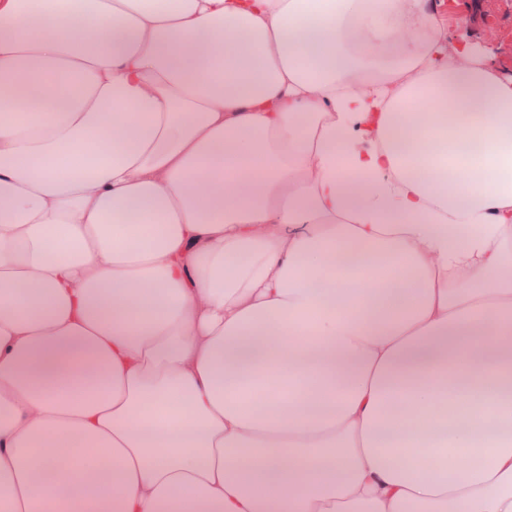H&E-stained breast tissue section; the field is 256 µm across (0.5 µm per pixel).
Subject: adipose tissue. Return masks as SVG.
I'll return each mask as SVG.
<instances>
[{"instance_id": "ef3b65f1", "label": "adipose tissue", "mask_w": 512, "mask_h": 512, "mask_svg": "<svg viewBox=\"0 0 512 512\" xmlns=\"http://www.w3.org/2000/svg\"><path fill=\"white\" fill-rule=\"evenodd\" d=\"M0 512H512V77L428 0H0Z\"/></svg>"}]
</instances>
